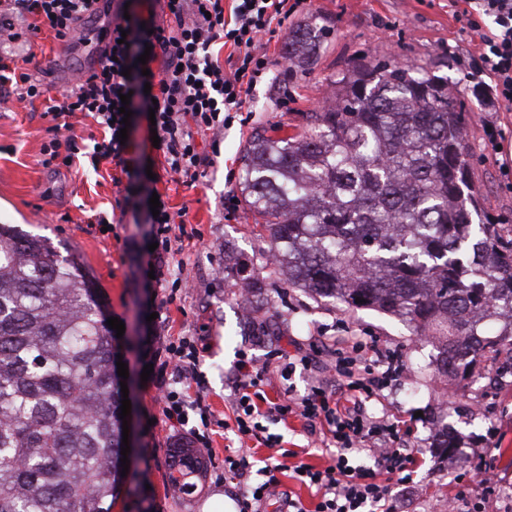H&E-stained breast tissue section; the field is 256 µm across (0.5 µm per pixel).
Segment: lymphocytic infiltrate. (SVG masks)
<instances>
[{
    "mask_svg": "<svg viewBox=\"0 0 512 512\" xmlns=\"http://www.w3.org/2000/svg\"><path fill=\"white\" fill-rule=\"evenodd\" d=\"M468 9L458 12L462 30L479 31L491 19L489 32L481 33L477 75L490 79L496 105L512 107V0H467ZM93 0H0V35L13 32V16L44 21L56 39L68 43L81 33L82 22L92 15ZM288 0H162L159 11L147 18H125L115 13L106 28L105 49L99 67L88 76H78L69 89L54 97L48 108L53 138L43 147L45 164L61 161L71 166L83 158L93 169L112 165L118 196L119 223L146 221L152 224L154 252L137 261L133 275L150 280L152 286L176 298L186 276L177 256L194 239L185 214L161 201L158 215H142L138 198L141 188L132 175L138 165V146L119 140L123 127L122 94L147 84L151 90L143 103H129V110L154 111L160 139L155 153L162 157L167 174L186 185L201 177L207 159L199 148V134H217L229 125L234 113L244 111L252 89L274 65L260 53L258 44L274 22L287 18ZM229 49L220 58L216 46ZM161 69L142 75L141 54ZM92 117L102 129L84 151L71 136V117ZM332 351L336 363L331 379L311 386L300 398L283 394L269 399L264 387L269 365L241 356L226 378L233 405L234 422L206 417L191 424L189 414L198 408L206 387L198 372L194 339L184 337L157 352L169 378L161 380L157 398L161 414L171 427L192 443L210 447L214 428L231 427L239 442L257 437L262 420L295 416L310 435L331 445L336 453L329 465L315 468L298 462L286 466L290 450H281L263 462L249 455L225 456L224 476L238 482L235 494L238 512H391L394 483H411L417 453L407 439L411 430L404 421L369 413L370 401L380 399L393 376L391 368L369 364L361 343L342 339L317 341L314 354ZM291 471L294 479L313 489V508L292 496L281 494L280 475ZM261 482H252V474Z\"/></svg>",
    "mask_w": 512,
    "mask_h": 512,
    "instance_id": "f902f5d3",
    "label": "lymphocytic infiltrate"
}]
</instances>
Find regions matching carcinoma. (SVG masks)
Segmentation results:
<instances>
[{
  "mask_svg": "<svg viewBox=\"0 0 512 512\" xmlns=\"http://www.w3.org/2000/svg\"><path fill=\"white\" fill-rule=\"evenodd\" d=\"M328 29L288 33L305 73ZM333 105L244 155L242 193L288 286L439 343L444 376L512 360V229L474 191L471 115L448 80L362 58ZM509 319L500 338L489 323ZM114 350L91 282L49 239L0 224V512H112L124 483Z\"/></svg>",
  "mask_w": 512,
  "mask_h": 512,
  "instance_id": "carcinoma-1",
  "label": "carcinoma"
}]
</instances>
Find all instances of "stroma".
<instances>
[{"instance_id":"stroma-1","label":"stroma","mask_w":512,"mask_h":512,"mask_svg":"<svg viewBox=\"0 0 512 512\" xmlns=\"http://www.w3.org/2000/svg\"><path fill=\"white\" fill-rule=\"evenodd\" d=\"M453 0H302L288 19L264 37L265 53L283 57L289 31L298 24L324 20L331 34L307 74L274 67L252 93L245 122H233L219 137L220 152L192 186L174 181L161 163L152 166L146 186L165 192L174 209H185L187 224L200 234L186 248V273L193 282L181 301L161 307L169 340L198 336L204 340L199 369L208 382L206 405L217 416L230 414L224 376L240 353L258 361L277 355L279 363L309 354L313 339L357 336L374 354L390 361L395 381L383 402L370 404L375 414L401 417L410 426L418 468L408 486L395 490L394 512H446L457 477L495 472L499 482L483 496L485 512H512V373L481 360L470 378L446 379L436 372V349L417 340L399 320L369 310H349L288 287L268 261V233L240 191L244 149L252 134H292L306 112L322 111L331 79L362 57L392 59L425 68L448 80L450 96L471 112L469 143L475 155L472 180L487 210L512 216V111L491 105V90L472 79L477 62L476 35L461 32ZM0 43V54L27 59V69L56 96L83 70L82 55L67 51L48 30L28 31ZM45 100L18 101L0 89V224L51 238L68 248L91 274L108 316L125 325L116 345L136 384L131 402V457L126 482L112 512H202L204 502L224 492V458L238 454L232 432L214 436L211 448H198L207 471L195 491L185 494L171 484L170 466L184 438L159 426L146 436L149 415L158 413L155 381H142L152 361L145 305L152 289L135 281L134 256L124 240L147 242L151 227L128 224L117 235H104L93 224L96 214L111 216L117 189L111 169L44 166L42 147L53 133ZM245 261L264 286L252 314L242 309V287L227 272ZM447 412L448 440L455 453L442 460L431 453L437 417ZM265 431L280 436L284 448L298 451L302 462L321 466L331 451L307 437L295 417L268 420Z\"/></svg>"}]
</instances>
